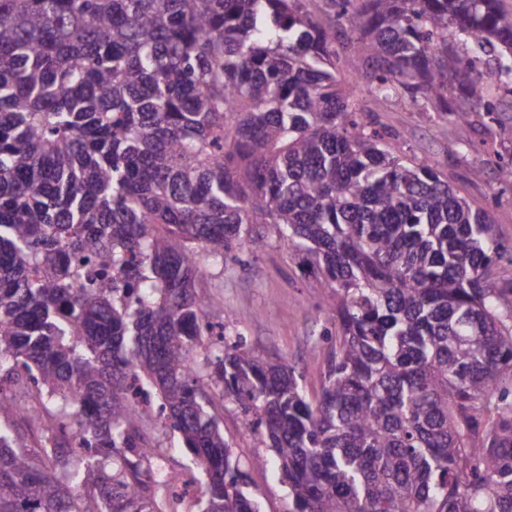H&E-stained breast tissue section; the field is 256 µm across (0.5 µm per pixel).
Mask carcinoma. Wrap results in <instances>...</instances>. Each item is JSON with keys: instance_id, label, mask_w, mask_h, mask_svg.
<instances>
[{"instance_id": "carcinoma-1", "label": "carcinoma", "mask_w": 512, "mask_h": 512, "mask_svg": "<svg viewBox=\"0 0 512 512\" xmlns=\"http://www.w3.org/2000/svg\"><path fill=\"white\" fill-rule=\"evenodd\" d=\"M0 0V512H166L162 401L204 476L188 512H259L202 368L260 429L288 512H512L510 250L491 213L351 106L426 104L468 143L512 94L505 0ZM356 38L336 43V17ZM263 228L257 229L255 225ZM336 309L320 393L231 343L209 267L273 243ZM38 421L33 444L8 428Z\"/></svg>"}]
</instances>
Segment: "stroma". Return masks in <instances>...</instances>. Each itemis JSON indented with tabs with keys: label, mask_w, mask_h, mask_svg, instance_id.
I'll use <instances>...</instances> for the list:
<instances>
[{
	"label": "stroma",
	"mask_w": 512,
	"mask_h": 512,
	"mask_svg": "<svg viewBox=\"0 0 512 512\" xmlns=\"http://www.w3.org/2000/svg\"><path fill=\"white\" fill-rule=\"evenodd\" d=\"M352 101L357 109L376 110L380 121L398 134L407 154L437 162L449 185L473 205L489 209L500 238L512 243V183L498 170L499 163L512 160V95L499 93L493 114L471 113L469 148L459 143L454 123L440 121L430 106L390 100L378 105L362 84L356 86ZM257 261L265 269L263 278H252L237 266H215L197 287L212 296L230 331L240 333L246 347L265 358H287L306 393L315 394L326 366V332L336 320L332 300L318 276L284 245L274 244ZM209 394V412L239 458L245 488L260 512H287L288 489L275 463L269 460L263 468L250 464L254 455L269 459L271 454L261 434L245 426L222 385L212 386ZM143 436L146 445L167 449L178 474L197 477L179 434L152 425Z\"/></svg>",
	"instance_id": "1"
}]
</instances>
